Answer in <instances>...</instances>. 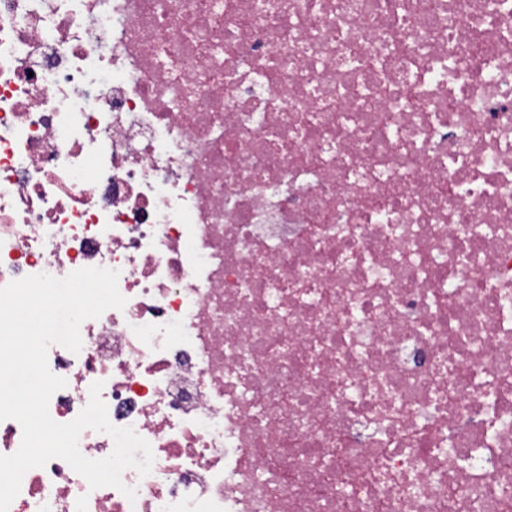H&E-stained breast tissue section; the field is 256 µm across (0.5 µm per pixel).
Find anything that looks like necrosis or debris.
I'll use <instances>...</instances> for the list:
<instances>
[{
  "instance_id": "1",
  "label": "necrosis or debris",
  "mask_w": 512,
  "mask_h": 512,
  "mask_svg": "<svg viewBox=\"0 0 512 512\" xmlns=\"http://www.w3.org/2000/svg\"><path fill=\"white\" fill-rule=\"evenodd\" d=\"M91 266L153 468L9 512H512V0H0V287Z\"/></svg>"
}]
</instances>
